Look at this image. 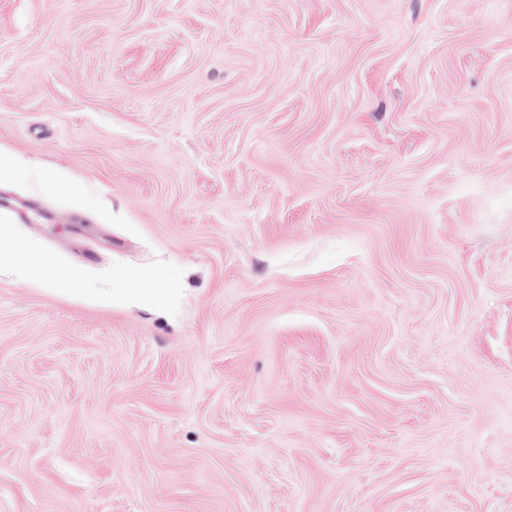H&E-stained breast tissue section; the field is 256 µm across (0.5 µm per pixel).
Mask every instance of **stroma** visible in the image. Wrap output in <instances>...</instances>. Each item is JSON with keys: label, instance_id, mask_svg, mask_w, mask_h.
<instances>
[{"label": "stroma", "instance_id": "obj_1", "mask_svg": "<svg viewBox=\"0 0 512 512\" xmlns=\"http://www.w3.org/2000/svg\"><path fill=\"white\" fill-rule=\"evenodd\" d=\"M2 194L0 512H512V0H0ZM26 266L40 278L49 279L54 283L57 289L72 290L74 289V280L71 276L64 273H56L49 270L36 249L29 247L23 254L22 260Z\"/></svg>", "mask_w": 512, "mask_h": 512}]
</instances>
